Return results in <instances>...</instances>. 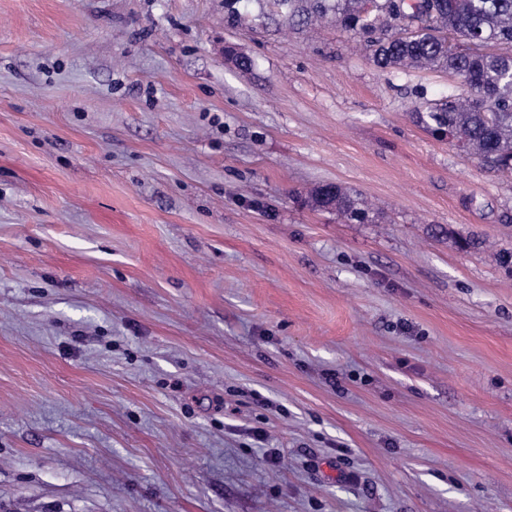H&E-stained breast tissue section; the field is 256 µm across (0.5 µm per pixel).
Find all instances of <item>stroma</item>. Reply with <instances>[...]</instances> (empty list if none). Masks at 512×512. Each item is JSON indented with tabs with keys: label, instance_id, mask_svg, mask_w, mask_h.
I'll return each instance as SVG.
<instances>
[{
	"label": "stroma",
	"instance_id": "stroma-1",
	"mask_svg": "<svg viewBox=\"0 0 512 512\" xmlns=\"http://www.w3.org/2000/svg\"><path fill=\"white\" fill-rule=\"evenodd\" d=\"M458 84L275 0H0V512H512V180L413 120ZM326 189L324 199H319L321 190ZM312 205L320 210L335 211L349 221H360L367 218L365 202L357 194L345 190L333 183L322 184L311 191L309 196Z\"/></svg>",
	"mask_w": 512,
	"mask_h": 512
}]
</instances>
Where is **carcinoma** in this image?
Listing matches in <instances>:
<instances>
[{
  "mask_svg": "<svg viewBox=\"0 0 512 512\" xmlns=\"http://www.w3.org/2000/svg\"><path fill=\"white\" fill-rule=\"evenodd\" d=\"M288 22L333 20L363 39L380 69L437 68L460 81L414 110L415 122L495 173L512 174V0H277ZM312 205L349 221L367 218L361 197L333 183Z\"/></svg>",
  "mask_w": 512,
  "mask_h": 512,
  "instance_id": "carcinoma-1",
  "label": "carcinoma"
}]
</instances>
